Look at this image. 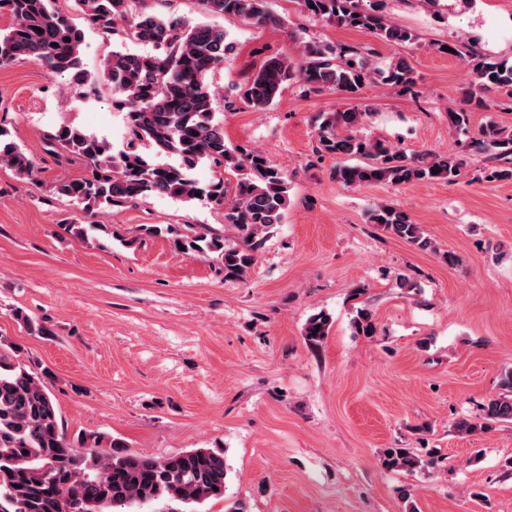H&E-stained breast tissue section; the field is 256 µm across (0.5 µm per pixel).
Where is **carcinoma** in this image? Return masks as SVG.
Segmentation results:
<instances>
[{"label":"carcinoma","mask_w":512,"mask_h":512,"mask_svg":"<svg viewBox=\"0 0 512 512\" xmlns=\"http://www.w3.org/2000/svg\"><path fill=\"white\" fill-rule=\"evenodd\" d=\"M86 22L101 35L118 34L117 22H127L124 34L156 50L154 54L114 51L99 74L82 68L84 31L54 5V0H0V15L10 24L0 29V65L26 59L53 75H68L80 86L93 88L104 80L112 87L114 104L124 110L127 140L114 150L105 138L70 123H62L48 136L57 156L80 161L83 175L64 178L53 192L82 206L95 216L115 207L134 206L155 196L183 201H207L224 207V223L238 235H222L185 224L181 230L153 224L143 228L149 236H170L175 249L207 255L224 268V279L242 280L256 262L265 234L282 223L288 208L289 175L262 152L228 144L224 125L214 112L216 91L207 75L224 63L234 48L229 34L217 27L191 23L172 14L130 15L131 0H75ZM207 15L236 16L257 27L284 28L270 0H199ZM309 13L340 26L359 28L380 40L399 44L411 34L388 24L364 0H300ZM364 47L307 43L298 56L284 54L266 59L238 87L237 98L254 110L269 108L292 83L310 93L336 91L355 98L374 82L409 90L418 82L415 70L403 58L381 65L369 59ZM478 89L465 93L464 107L449 113L456 128L468 130V106L482 105L478 91H498L512 97V63L474 54L467 61ZM369 111L346 109L322 116L315 152L341 159L333 177L347 187L371 183L409 184L419 180H450L460 171L453 156L429 152L408 156L379 140L358 134ZM472 147L497 150L492 159L509 168L512 176V130L487 122L471 138ZM148 145L154 155L175 158L156 164L141 151ZM356 158L349 164L344 159ZM208 164L235 174V182L218 174L202 184L195 170ZM0 166L30 176L34 164L0 124ZM437 173H432V170ZM370 221L419 249L433 248L419 225L401 209L382 204ZM330 327L329 317L309 318L305 339L320 343ZM17 348L0 342V512H116L131 503L144 504L162 497L186 504H201L224 496V453L212 448L154 457L122 451L125 443L110 440L114 452L103 455L98 436L66 439L55 400L42 376L18 362ZM502 393L482 408L480 419H462L457 433L470 436L494 424L512 423V369L501 377ZM390 468L413 472L421 459L406 448L385 450Z\"/></svg>","instance_id":"1"}]
</instances>
